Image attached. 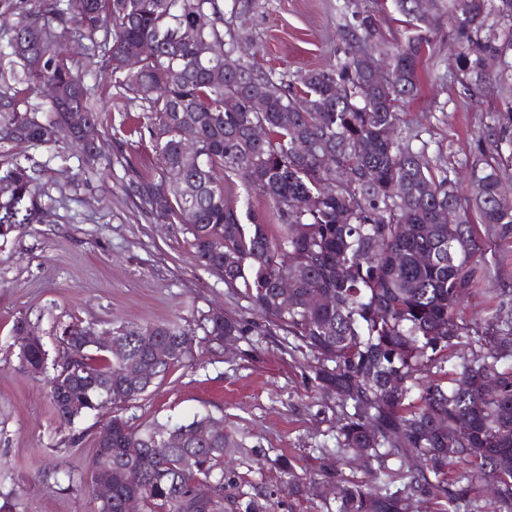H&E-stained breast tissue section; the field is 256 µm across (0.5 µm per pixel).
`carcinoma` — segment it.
Segmentation results:
<instances>
[{
  "mask_svg": "<svg viewBox=\"0 0 512 512\" xmlns=\"http://www.w3.org/2000/svg\"><path fill=\"white\" fill-rule=\"evenodd\" d=\"M391 4L408 24L427 22L416 0ZM443 9L464 92L512 91V0H445ZM69 33L102 63L113 99L100 102L74 70ZM376 34L373 15L357 16L343 33L344 56L290 84L263 72L245 41L224 30V0H39L0 44V141L49 145L62 157L81 146L71 108L99 128L101 113L138 102V142L150 144L155 173H137L124 121L112 126L130 175L126 194L156 222L184 225L196 263L261 313L267 331L291 338V351L310 356L316 386L341 409L336 452L376 462L367 478L340 481L336 512H408L418 496L435 501L437 512H481L477 502L491 481L499 488L494 512H512V319L497 318L493 332L480 335L457 315L485 278L475 261L476 224L512 227V204L498 198L512 169V104L493 117L491 148L469 170L478 184L471 200L454 169L431 164L427 143L415 148L399 137L398 103L418 91L428 36L394 47L381 86L363 60ZM143 43L156 50L140 53ZM201 43L212 49L202 58ZM46 79L73 95L48 102L40 119L29 96ZM226 96L237 98L232 112ZM193 118L197 139L188 147L182 128ZM256 126L265 130L260 142ZM40 175L27 158L0 162L5 232L36 220ZM257 194L268 199L269 215L251 207ZM450 206L461 213L457 224L439 220ZM286 280L293 288L285 307ZM205 321L208 336L241 333L230 317ZM84 329H61L62 356L49 378L56 415L68 426L146 394L126 385L130 370L149 366L155 381L192 356L193 332L175 321L149 326L170 350L154 362L139 328H112L120 347L112 354L83 347ZM18 359L27 372L47 370L40 341ZM65 371L76 377L61 384ZM465 418L469 428L460 432ZM212 419L207 411L140 428L113 414L112 443L96 448L92 462L112 483V501L94 502V512H124L132 496L143 512H225L224 431L199 437ZM130 468L140 471L136 485L125 481Z\"/></svg>",
  "mask_w": 512,
  "mask_h": 512,
  "instance_id": "obj_1",
  "label": "carcinoma"
}]
</instances>
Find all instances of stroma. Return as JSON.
<instances>
[{
	"label": "stroma",
	"instance_id": "35a3bbf8",
	"mask_svg": "<svg viewBox=\"0 0 512 512\" xmlns=\"http://www.w3.org/2000/svg\"><path fill=\"white\" fill-rule=\"evenodd\" d=\"M365 11L376 16L383 46L408 37L388 0H224V27L255 45L263 71L291 80L341 56L339 28ZM426 13L432 44L421 61L417 95L400 106L401 132L426 142L432 163L462 172L487 147L480 134L489 108L505 101L495 93L477 103L464 96L451 78L452 24L434 5ZM0 153L48 164L40 221L0 236V500L10 499L13 512H91L97 432L111 416L103 408L74 425L60 424L46 376L20 366L15 320L27 319L53 360L63 324L78 320L104 332L176 319L194 332L191 359L127 403L122 415L142 426L211 411L229 436L226 495L242 504L268 500L272 512H336L331 483L320 496H305L284 473L290 464L298 477L313 476L321 449L335 448L340 410L334 399L316 387L307 357L290 352L282 335L263 334L247 302L195 263L182 225L154 223L126 197L111 127L103 129L95 161L71 149L63 162L48 147L27 143L2 144ZM477 233L486 279L464 298L458 316L483 330L492 314L512 316V231L481 224ZM215 310L244 326L232 345L199 327Z\"/></svg>",
	"mask_w": 512,
	"mask_h": 512
}]
</instances>
